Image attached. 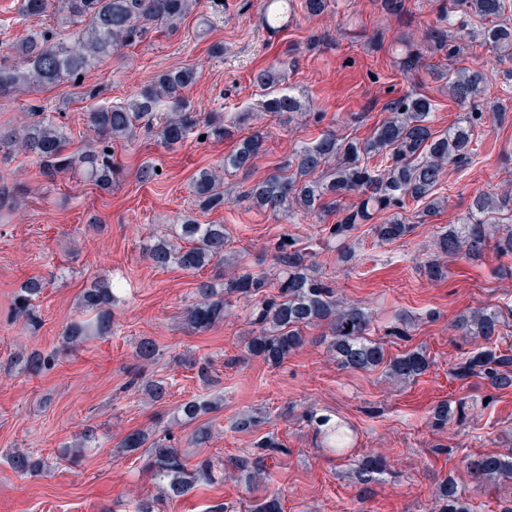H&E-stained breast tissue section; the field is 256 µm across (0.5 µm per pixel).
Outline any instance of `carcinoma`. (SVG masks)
<instances>
[{
	"label": "carcinoma",
	"instance_id": "1",
	"mask_svg": "<svg viewBox=\"0 0 512 512\" xmlns=\"http://www.w3.org/2000/svg\"><path fill=\"white\" fill-rule=\"evenodd\" d=\"M193 0H21L25 17L51 16L76 27L72 41H55L45 31H33L13 44L14 61L0 59V98L14 96L21 89L46 88L63 80H76L105 58L131 46L146 33L149 23L171 26L190 13ZM481 22L478 43L500 58L512 60V0H444L439 23L427 33L435 54L443 53L452 61L445 72L448 99L462 115L444 130H434V104L427 96L411 92L394 100L388 116L365 138H348L327 130L313 142L303 144L280 163L277 173L250 183L239 194L256 210L281 211L288 217L300 215L319 219L336 215V223L322 229L323 244L336 251L338 260L349 265L357 261L354 235L364 224L385 212L381 224L371 231L383 242L409 236L415 225L402 214L406 204L422 207L421 215L430 216L443 207L439 187L447 169L471 161L480 146L479 132L483 113L476 111L485 103L490 73L480 67L459 66L455 60L464 49L453 41L452 33L463 19ZM398 70L416 75L431 69L423 55L407 48L397 62ZM191 68L171 70L156 77L154 83L120 105H107L87 113L88 127L94 133V145L81 152H67L66 126L54 116L32 108L31 121L18 127H0V153L20 151L48 175L70 171L101 189L116 182L118 169L108 152L115 141L133 142L145 130L160 144L173 149L181 146L198 130L208 138L221 141L241 117L226 118L219 112L207 117L191 108L185 92L195 83ZM280 79L276 71L260 70L253 84L262 92L260 107L277 114H303L305 105L292 94L277 91ZM165 111H160V108ZM260 150L259 136L244 138L224 161L201 170L194 181L195 206L202 212L216 211L231 203L224 192V173L250 170ZM358 202L346 203L350 195ZM228 232L224 224H201L187 216L180 232L162 236L147 247V257L158 267L175 265L185 271L224 263ZM438 254L454 260L478 261L488 249L512 257V193L493 196L480 193L468 204L458 223L441 230L434 242ZM276 265L274 278L255 274L248 265L236 261L234 276L202 281L195 288L196 301L187 310L188 325L203 332L224 321L234 307L233 301L250 302V323L254 336L247 351L276 365L288 354L303 347L307 330L322 326L327 347L338 364L361 370L385 365L389 376L401 382L411 381L429 367L419 351L388 359L383 347L365 338L370 315L361 307L342 306L333 288L319 273L313 255L299 247V240L280 236L272 244ZM276 293H268V289ZM42 279H27L13 299V315L35 330L41 316L37 301L43 295ZM122 289L101 279L82 291L78 298L79 316L63 332L66 347L73 348L88 336L112 334V307L120 301ZM512 318V308L497 306L474 308L458 317L454 328L463 336H478L482 346L457 362L455 378L484 380L497 390L512 388V352L501 350L491 341L500 327ZM57 354L32 349L23 356L24 369L40 374L53 369ZM169 383L148 379L145 390L151 401L168 395ZM212 410L206 399L181 402L174 418L192 423ZM316 434L329 448L341 452L351 447V434L342 424L327 416H310ZM121 448L128 453L140 449L151 457L155 479L164 483V496L180 497L196 484L209 483L214 464L208 458L193 469L187 456L177 448L171 433L152 428L127 435ZM258 458L243 456L237 467L251 479L261 475L264 457L283 451L272 435L256 443ZM13 468L23 475H47L51 465L31 448L10 454ZM471 472L488 482L512 478V457L484 455L470 463ZM250 512H282L280 498L269 495L255 500ZM438 512H471L454 479H448L439 495Z\"/></svg>",
	"mask_w": 512,
	"mask_h": 512
}]
</instances>
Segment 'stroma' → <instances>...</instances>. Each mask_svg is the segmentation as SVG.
<instances>
[{"label":"stroma","instance_id":"stroma-1","mask_svg":"<svg viewBox=\"0 0 512 512\" xmlns=\"http://www.w3.org/2000/svg\"><path fill=\"white\" fill-rule=\"evenodd\" d=\"M259 2L200 0L176 26L150 29L81 81L0 99V126L20 125L30 106H42L65 123L72 152L91 138L92 108L127 101L160 73L180 67L196 72L188 93L194 110L248 113L220 142L198 138L169 150L142 134L113 145L121 175L108 191L69 174L47 177L21 153L0 159V183L13 186L17 197L12 212L0 211V512H126L128 502L158 491L147 456L120 451L125 436L151 425L173 432L190 464L205 458L215 464V482L164 501L163 512H207L219 503L230 512H247L254 499L271 493L280 495L282 512H436L440 486L450 477L473 512H498L499 502L512 499V480L485 484L468 467L471 458L512 452V388L499 391L450 374L479 345L454 330L452 321L474 307L512 306V259L489 253L476 263L450 260L436 281L421 270L434 256L439 227L456 223L475 193L512 192V91H504L501 77L512 61L480 46L461 58L466 65H487L500 108L485 114L477 156L446 171L439 189L448 199L444 209L393 243L360 230L354 266H342L332 251L318 250L315 258L340 301L371 312L368 336L387 356L426 354L430 367L417 379H390L381 366L341 368L315 340L270 365L247 351L254 328L243 301L224 322L193 331L185 311L197 284L210 279L214 268L161 269L147 259L151 235L174 234L194 213V174L223 160L237 138L264 134L253 169L225 175L224 187L231 191L274 173L295 147L324 130L370 135L387 104L409 92L433 100L436 128H446L459 114L440 77L423 73L408 80L396 68L404 41L428 51L425 35L437 23L442 0H405L401 15L390 13L382 0H331L318 16L299 6L293 24L276 36L267 33ZM38 29L58 40L74 32L53 19L22 16L19 0H0V57L11 56L13 44ZM216 44L223 45V55L213 54ZM263 68L280 74L283 91L307 100L305 116L290 120L260 108L252 77ZM147 165L158 172L144 179L140 170ZM198 220L226 225L231 249L257 274L273 272L270 248L280 235L314 244L323 227L316 219L288 218L245 203ZM33 276L46 282L38 301L42 322L34 332L11 313L15 292ZM102 277L125 290L112 313V335L64 348L62 334L80 292ZM402 318L408 321L405 335H391ZM145 338L158 349L149 361L136 355ZM31 348L57 352L56 366L37 375L24 371L15 356ZM203 361L216 379L209 389L195 370ZM137 372L169 380L165 404L130 386ZM216 394L224 398L210 415L217 432L209 447H194L192 426L174 425L171 413L183 400ZM442 401L462 406L463 417L435 427L431 410ZM312 411L350 425L352 447L340 454L321 447L308 420ZM245 414L260 417L257 429L237 430ZM88 429L96 443L72 456L71 445ZM269 433L284 451L267 458L260 481L249 484L233 462L254 454L256 442ZM16 448L41 450L52 464L50 475L16 473L5 459ZM369 455L381 457L385 468L365 482L358 470Z\"/></svg>","mask_w":512,"mask_h":512}]
</instances>
